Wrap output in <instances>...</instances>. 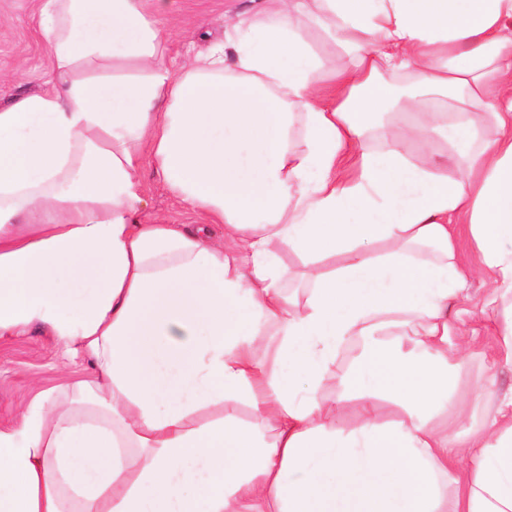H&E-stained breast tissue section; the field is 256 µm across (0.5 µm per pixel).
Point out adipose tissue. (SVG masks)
I'll return each instance as SVG.
<instances>
[{"mask_svg": "<svg viewBox=\"0 0 512 512\" xmlns=\"http://www.w3.org/2000/svg\"><path fill=\"white\" fill-rule=\"evenodd\" d=\"M170 5L39 0L50 77L0 106V338L91 367L0 429V512H512V396L471 447L432 424L465 352L454 225L512 366V0H252L177 66ZM147 163L197 224L140 221ZM304 25L310 27V35L313 42L324 56L328 67L340 68L348 62L349 56L344 48H341L338 45L335 47L333 44L325 41L316 24L312 23L308 19H304ZM457 246L465 271L473 267L477 262V255L474 249V243L469 233L467 225L460 224L457 229ZM324 392L329 398L336 397L337 405V419L343 424L350 419H353L358 412V405L355 401L349 399L347 395H344L341 388L337 384H326Z\"/></svg>", "mask_w": 512, "mask_h": 512, "instance_id": "adipose-tissue-1", "label": "adipose tissue"}]
</instances>
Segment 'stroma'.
<instances>
[{"label": "stroma", "instance_id": "35a3bbf8", "mask_svg": "<svg viewBox=\"0 0 512 512\" xmlns=\"http://www.w3.org/2000/svg\"><path fill=\"white\" fill-rule=\"evenodd\" d=\"M243 0H173L171 21L176 34L171 54L183 58L190 42L204 34L220 35L225 19ZM39 0H0V105L23 93L39 89L50 72V59L37 26ZM141 181L148 205L143 223L163 218L171 224H192L196 216L177 204L165 191L151 165H144ZM468 301L450 305L452 331L449 346L462 335L470 345L455 386L473 429H480L498 397L512 393V369L492 367L497 350L496 320L487 305L488 291L477 277H469ZM82 363L64 365L51 337L38 328L0 341V428L11 427L17 411L42 392L55 391L87 373Z\"/></svg>", "mask_w": 512, "mask_h": 512}]
</instances>
